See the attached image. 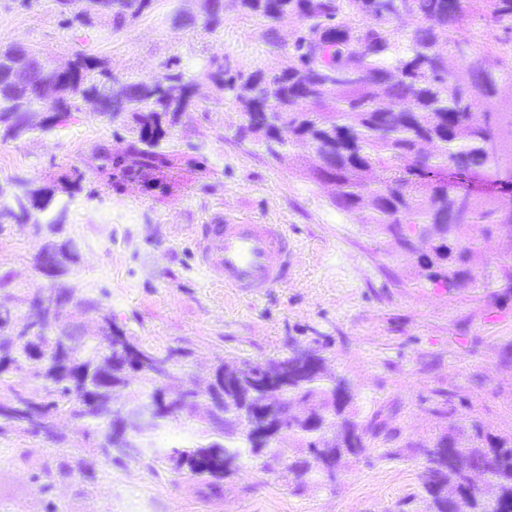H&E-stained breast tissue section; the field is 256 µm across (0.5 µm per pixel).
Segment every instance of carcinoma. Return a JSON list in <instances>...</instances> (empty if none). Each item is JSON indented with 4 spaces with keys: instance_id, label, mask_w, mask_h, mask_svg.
<instances>
[{
    "instance_id": "carcinoma-1",
    "label": "carcinoma",
    "mask_w": 512,
    "mask_h": 512,
    "mask_svg": "<svg viewBox=\"0 0 512 512\" xmlns=\"http://www.w3.org/2000/svg\"><path fill=\"white\" fill-rule=\"evenodd\" d=\"M59 12L74 20L109 19L120 31L149 7L151 0H55ZM241 8L273 24L295 14L301 24L283 45L269 36L276 64L229 73L214 57L197 79H189L168 61L149 80H120L105 72L101 60L78 53L68 71L48 68L36 48L0 47V138L21 141L36 130L66 124L76 101L93 98L100 114L131 120L129 139L120 154L97 149L96 170L112 183H138L146 190L164 189L181 164L167 148L170 128L183 112L201 108L200 89L231 95L246 118L239 137H253L276 162L288 157L295 142H304L321 164L309 171L315 182L335 187L332 201L341 210L375 226L392 253L412 268L419 280L451 292L474 288L478 237L504 224L512 210V189L495 198L475 196L459 202L440 178L453 168L468 176L473 169L512 167V149L496 153L491 144L512 142V110L497 107L498 76L463 37L448 30L463 21L462 0H240ZM494 22L512 18V0H485ZM222 0L211 14L181 24L212 32L221 22ZM408 31L411 45L400 53L398 29ZM448 44V54L439 50ZM459 64H451V60ZM25 67L30 80L9 79ZM437 151L428 154L423 145ZM14 206H0V224H40L37 214L51 201L44 189L27 181L14 183ZM40 254L55 260V271L42 287L18 302L26 313L17 318L0 309V435L22 430L34 437H55L53 415L61 410L79 423L94 454L108 464H124L122 443L145 444L158 430L181 419L200 424V438L186 448H170L158 458L170 470L193 479L208 496L224 494V477L244 455L286 456L288 472L299 479L336 481L342 458L358 456L386 434L382 412L360 415L347 380L326 368L324 348L294 345L288 352L260 360L214 366L204 393L171 392L165 383L176 377L177 349L158 350L136 342L112 323V313L69 278L79 262L71 239L45 243ZM83 307L99 322V336L66 344L67 310ZM30 370L35 392H22L13 377ZM137 373L141 391L133 404L152 401L158 408L154 426L117 429L125 406L114 393L129 386ZM224 391L223 425L216 423L211 399ZM448 420L447 429L420 445L424 512H512V436H498L478 421L455 418L453 394L429 408ZM70 471L55 458L37 481L45 492L56 476Z\"/></svg>"
}]
</instances>
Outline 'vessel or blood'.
<instances>
[{
	"instance_id": "obj_1",
	"label": "vessel or blood",
	"mask_w": 512,
	"mask_h": 512,
	"mask_svg": "<svg viewBox=\"0 0 512 512\" xmlns=\"http://www.w3.org/2000/svg\"><path fill=\"white\" fill-rule=\"evenodd\" d=\"M194 240L212 279L240 295H263L292 278L293 251L283 225L217 219L197 228Z\"/></svg>"
}]
</instances>
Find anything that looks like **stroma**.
<instances>
[{
  "mask_svg": "<svg viewBox=\"0 0 512 512\" xmlns=\"http://www.w3.org/2000/svg\"><path fill=\"white\" fill-rule=\"evenodd\" d=\"M483 4L464 0L462 31L487 67L512 83V41L486 25ZM223 5L212 33L176 23L177 15L196 13V0H152L116 32L105 18L64 23L53 0H32L27 9L0 0V43L36 47L59 65L88 49L113 74L135 79L158 75L172 58L190 78L215 56L232 71L270 63L266 25L238 0ZM244 122L220 95L182 113L171 143L196 163L178 169L162 193L116 187L96 172L94 150L121 152L128 133L124 119L102 117L91 103L79 102L65 126L0 141V188L19 178L55 190L40 226L0 224V306L20 312L18 297L45 285L36 255L63 219L89 297L140 343L184 350L179 385L204 386L217 360L265 359L317 338L327 345L330 370L350 380L361 413L382 411L390 439L344 458L332 483L283 477L279 457H245L225 477L223 496L208 497L146 455L96 465L88 482L74 470L44 494L23 459L29 450L46 458L59 447L12 432L0 437V512L20 502L32 512H420L415 446L442 427L427 411L436 392L458 394L462 414L489 432L512 434V293L492 280L451 294L418 281L371 225L331 204L329 185L307 179L318 163L308 147L273 162L261 146L237 139ZM76 171L85 175L78 190H56L60 175ZM219 215L287 226L295 253L287 287L248 299L211 279L194 258L193 231ZM54 423L71 465L92 460L74 422L58 416Z\"/></svg>",
  "mask_w": 512,
  "mask_h": 512,
  "instance_id": "stroma-1",
  "label": "stroma"
}]
</instances>
